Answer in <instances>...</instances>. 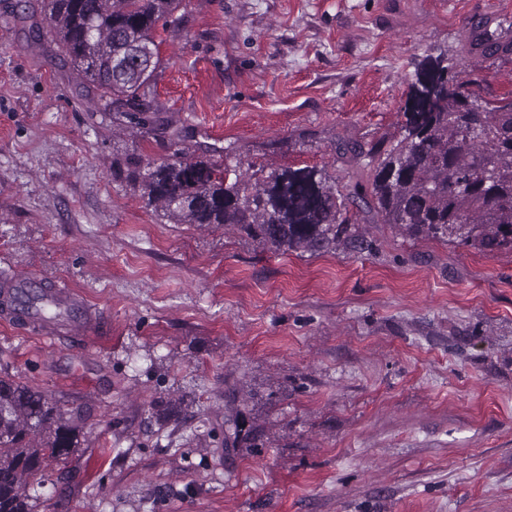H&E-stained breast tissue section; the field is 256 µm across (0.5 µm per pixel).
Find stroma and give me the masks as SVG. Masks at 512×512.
Here are the masks:
<instances>
[{
  "mask_svg": "<svg viewBox=\"0 0 512 512\" xmlns=\"http://www.w3.org/2000/svg\"><path fill=\"white\" fill-rule=\"evenodd\" d=\"M158 27L157 119L187 154L316 166L369 185L338 142L396 135L422 60L512 89L472 22L512 0H182ZM44 0H0V271L65 282L105 316L73 342L0 325V371L87 410L89 445L37 512H512V252L362 222L372 253L275 255L176 224L112 176L168 142L98 111ZM43 37H35V28ZM189 394L166 422L155 409ZM249 415L259 448L224 445Z\"/></svg>",
  "mask_w": 512,
  "mask_h": 512,
  "instance_id": "35a3bbf8",
  "label": "stroma"
}]
</instances>
